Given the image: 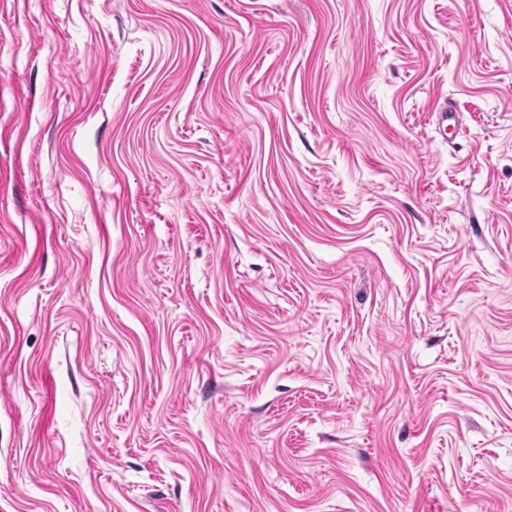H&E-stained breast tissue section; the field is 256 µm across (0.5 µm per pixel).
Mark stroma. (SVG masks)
<instances>
[{
  "instance_id": "stroma-1",
  "label": "stroma",
  "mask_w": 512,
  "mask_h": 512,
  "mask_svg": "<svg viewBox=\"0 0 512 512\" xmlns=\"http://www.w3.org/2000/svg\"><path fill=\"white\" fill-rule=\"evenodd\" d=\"M0 512H512V0H0Z\"/></svg>"
}]
</instances>
